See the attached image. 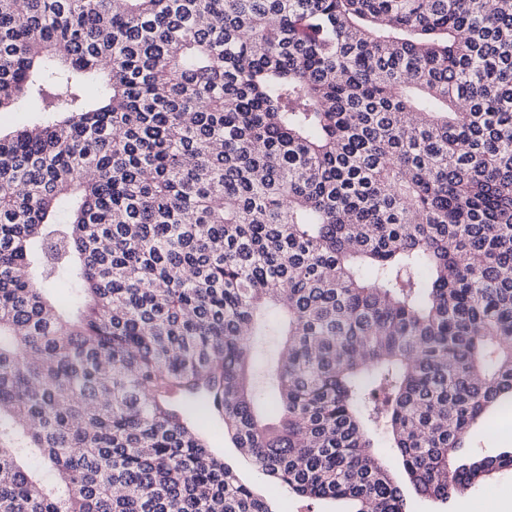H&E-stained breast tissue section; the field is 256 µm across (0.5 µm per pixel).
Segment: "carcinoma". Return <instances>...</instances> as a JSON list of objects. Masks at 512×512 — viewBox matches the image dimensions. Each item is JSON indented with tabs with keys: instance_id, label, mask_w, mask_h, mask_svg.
<instances>
[{
	"instance_id": "obj_1",
	"label": "carcinoma",
	"mask_w": 512,
	"mask_h": 512,
	"mask_svg": "<svg viewBox=\"0 0 512 512\" xmlns=\"http://www.w3.org/2000/svg\"><path fill=\"white\" fill-rule=\"evenodd\" d=\"M17 106L0 512H272L197 402L347 512L512 472V0H0ZM472 450L484 455L492 454L495 448L512 446V411L499 417L492 430L479 429L469 439Z\"/></svg>"
}]
</instances>
